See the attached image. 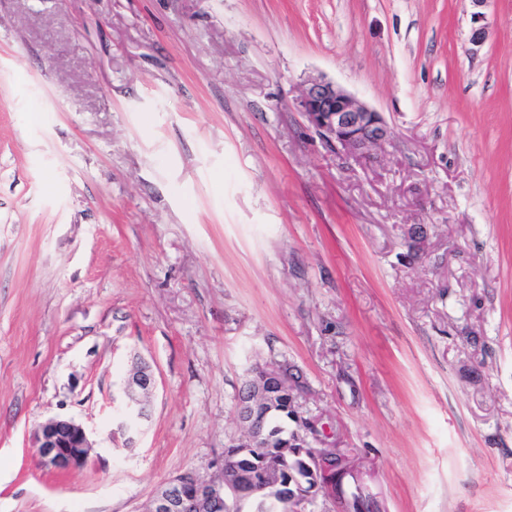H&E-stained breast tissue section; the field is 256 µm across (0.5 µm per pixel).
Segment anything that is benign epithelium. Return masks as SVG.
<instances>
[{"mask_svg": "<svg viewBox=\"0 0 512 512\" xmlns=\"http://www.w3.org/2000/svg\"><path fill=\"white\" fill-rule=\"evenodd\" d=\"M474 7L469 42L479 47L486 39L485 15L488 0H470ZM299 110L321 140L335 153L358 163L380 161L394 138L393 128L381 113L360 102L336 83L324 78L306 81L297 100ZM154 388V378L145 366L129 373L125 382L123 411L127 432L133 434L148 418L145 396ZM290 381L276 365H267L260 376L248 378L237 395L236 417L250 448H265L272 441L267 415L277 399L290 393ZM35 454L44 468L67 469L84 464L93 448L86 428L67 418H53L37 430ZM316 484L291 500L292 512H309L318 497H336V489L347 467L342 458L326 454L314 457ZM213 483L182 472L158 487L149 512H207L211 509Z\"/></svg>", "mask_w": 512, "mask_h": 512, "instance_id": "1", "label": "benign epithelium"}]
</instances>
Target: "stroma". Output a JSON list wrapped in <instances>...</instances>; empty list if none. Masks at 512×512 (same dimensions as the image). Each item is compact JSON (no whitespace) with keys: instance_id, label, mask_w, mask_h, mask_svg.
<instances>
[{"instance_id":"35a3bbf8","label":"stroma","mask_w":512,"mask_h":512,"mask_svg":"<svg viewBox=\"0 0 512 512\" xmlns=\"http://www.w3.org/2000/svg\"><path fill=\"white\" fill-rule=\"evenodd\" d=\"M0 0V512H145L300 371L360 512H512V0ZM335 82L379 163L297 107ZM150 366V419L118 429ZM83 424L86 463L33 433ZM476 11L472 12L471 20L472 27L469 34V42L474 47H479L483 44L486 39V26L484 22L485 15L480 10L485 6L488 0H469ZM297 104L329 148L358 163L379 162L394 138L380 112L324 78L308 79ZM35 440L37 460L49 469L80 466L93 448L86 428L67 418H53L42 424Z\"/></svg>"}]
</instances>
